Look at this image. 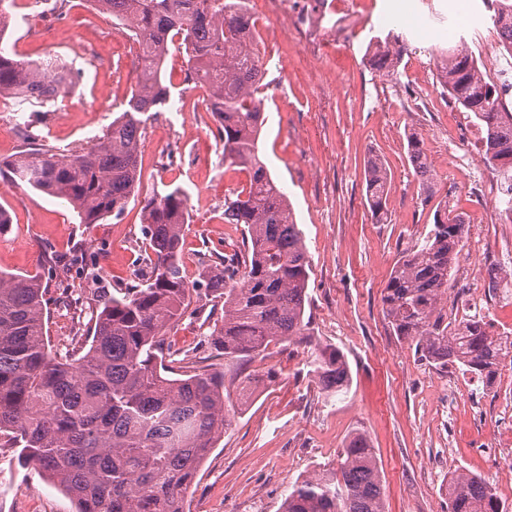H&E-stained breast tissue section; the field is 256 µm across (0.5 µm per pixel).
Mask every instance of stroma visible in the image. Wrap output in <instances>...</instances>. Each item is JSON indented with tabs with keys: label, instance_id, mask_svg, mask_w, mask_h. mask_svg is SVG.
<instances>
[{
	"label": "stroma",
	"instance_id": "stroma-1",
	"mask_svg": "<svg viewBox=\"0 0 512 512\" xmlns=\"http://www.w3.org/2000/svg\"><path fill=\"white\" fill-rule=\"evenodd\" d=\"M386 2L362 0L363 18L316 48L294 33L258 37L266 63L260 154L286 187L304 234L312 340L343 350L352 381L327 396L308 374L303 345H272L252 359L225 361L201 329L221 322L220 304L168 327L176 370L212 366L223 372L224 394L232 400L248 376L266 382L197 471L186 495L190 512H278L289 487L332 461L356 433L376 450L387 512H448L447 484L458 470L490 477L504 512H512V387L499 376L485 384L454 365L432 367L393 335L382 312L392 268L421 242L434 210L444 206L474 219V197L449 164L457 154L481 161L484 135L449 102L424 57L405 53L396 74L384 78L370 68L377 40L400 31L382 18ZM414 2L421 24L436 33L434 47L466 43L493 79L485 48L497 49L502 61L507 55L492 7L484 0ZM51 21L40 0H17L14 24L1 39L19 58L36 60L52 48L68 63L67 110L46 112L37 104L25 110L43 143L78 151L124 112L136 87L129 71L136 44L83 0H69L48 42L38 29ZM183 65L182 53L171 50L164 66L171 104L142 116L140 194L120 218L80 223L59 200L0 175V208L12 217L0 235L1 271L39 273L47 253L63 259L84 246L99 254L101 287H129L140 266L144 199L175 187L188 196L183 268L189 280L199 279L202 262L243 251V227L225 223L224 198L248 176L225 165L206 94L184 83ZM411 133L423 138L434 173L429 197L409 162ZM372 154L389 173L386 224L373 223L367 206L364 166ZM483 256L512 269V224L464 238L444 310L452 320L476 315L494 328L512 327V300L489 304L475 294ZM0 512H75V504L24 464L18 449L0 447Z\"/></svg>",
	"mask_w": 512,
	"mask_h": 512
}]
</instances>
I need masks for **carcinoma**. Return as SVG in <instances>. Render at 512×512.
<instances>
[{"mask_svg":"<svg viewBox=\"0 0 512 512\" xmlns=\"http://www.w3.org/2000/svg\"><path fill=\"white\" fill-rule=\"evenodd\" d=\"M121 22L142 49L144 77L127 109L86 151L64 154L27 132V147L0 159L18 187L44 192L72 207L82 224L121 216L140 184L139 146L145 112L169 104L163 66L170 46L186 54L184 80L208 91L219 123L224 162L248 182L224 202V223L244 225V254L205 268L206 296L224 301V320L212 329L224 359L263 352L270 344H312L310 262L288 195L271 177L259 152L264 125L257 97L264 62L254 43L256 21L246 0H94ZM495 3L503 49L512 57V0ZM407 52L406 36L384 40L371 54L377 71H391ZM437 81L450 100L484 128L483 159H506L512 173V108L487 82L461 42L446 49ZM39 64L15 58L0 45V96L19 106L48 102ZM408 156L423 188L433 173L418 135ZM388 170L375 157L365 167L368 207L376 224L388 223ZM437 209L423 243L407 250L382 292V311L395 335L436 367L456 364L491 380L494 366L512 359V341L481 319L448 320L454 255L467 234L465 216ZM142 233L147 277L131 288H101L88 307L74 297L75 272L97 281L99 254L74 250L64 268L44 262L47 277L0 272V439L69 495L77 512H185L188 486L210 448L252 398L251 384L224 402V376L204 368L170 376L163 331L187 312L198 285L181 269L188 199L173 188L144 200ZM66 306L89 316L86 348L60 354L49 334V283ZM323 391L347 390L352 375L339 347L317 344L307 361ZM449 512H502L490 478L458 472L449 481ZM281 512H385L375 449L367 436L350 437L336 459L296 480Z\"/></svg>","mask_w":512,"mask_h":512,"instance_id":"cac0c4a2","label":"carcinoma"}]
</instances>
